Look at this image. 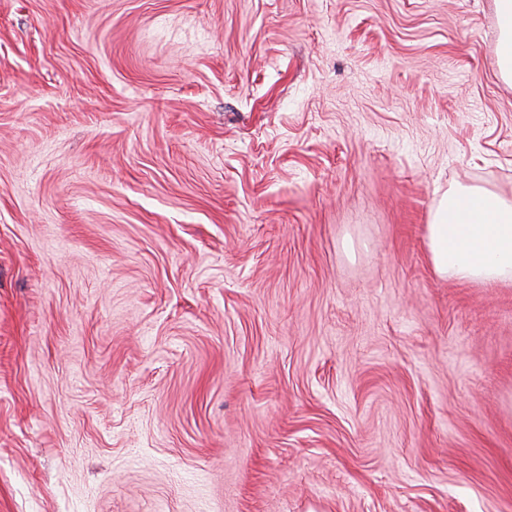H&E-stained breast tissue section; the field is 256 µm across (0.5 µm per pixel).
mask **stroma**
<instances>
[{
	"mask_svg": "<svg viewBox=\"0 0 512 512\" xmlns=\"http://www.w3.org/2000/svg\"><path fill=\"white\" fill-rule=\"evenodd\" d=\"M493 0H0V512H512ZM426 237L440 278L512 279V205L492 192L462 189L444 195Z\"/></svg>",
	"mask_w": 512,
	"mask_h": 512,
	"instance_id": "obj_1",
	"label": "stroma"
}]
</instances>
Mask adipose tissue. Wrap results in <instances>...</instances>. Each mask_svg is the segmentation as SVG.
<instances>
[{"instance_id": "adipose-tissue-1", "label": "adipose tissue", "mask_w": 512, "mask_h": 512, "mask_svg": "<svg viewBox=\"0 0 512 512\" xmlns=\"http://www.w3.org/2000/svg\"><path fill=\"white\" fill-rule=\"evenodd\" d=\"M426 237L439 277L512 279V204L492 192L462 189L444 195Z\"/></svg>"}]
</instances>
